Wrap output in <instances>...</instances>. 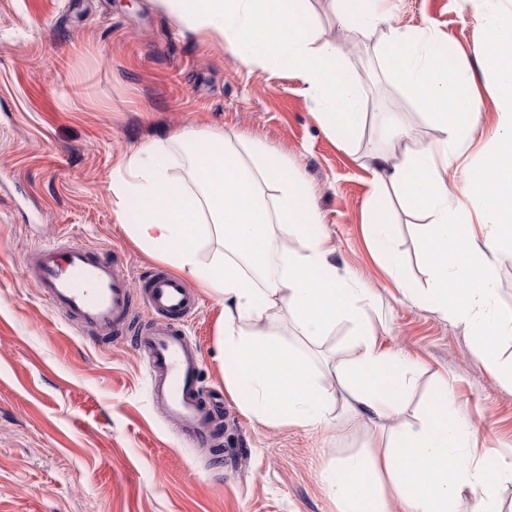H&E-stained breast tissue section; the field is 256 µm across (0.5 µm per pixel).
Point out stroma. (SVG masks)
Listing matches in <instances>:
<instances>
[{
    "instance_id": "1",
    "label": "stroma",
    "mask_w": 512,
    "mask_h": 512,
    "mask_svg": "<svg viewBox=\"0 0 512 512\" xmlns=\"http://www.w3.org/2000/svg\"><path fill=\"white\" fill-rule=\"evenodd\" d=\"M512 0H398L396 24L432 27L455 63L470 66L485 101L467 162L479 171L497 122L493 74L475 65L477 14ZM318 39L335 33L360 71L369 112L359 137L342 145L321 124L288 71L241 66L216 40L182 29L150 0H0V512H338L323 481L336 461L375 453L384 426L374 417L335 429L256 422L224 384L218 348L222 307L206 291L182 328L196 341L206 404L218 436L194 442L152 399L133 332L93 335L53 312L26 275L25 256L44 245L116 260L131 281L164 269L128 236L140 203L117 213L109 185L117 162L177 129H232L287 157L323 217L339 273L367 284L378 345L414 365L403 422L413 424L434 385L447 381L455 407L483 448L512 449V389L481 365L476 345L429 308L406 300L378 261L365 218L373 155L388 151L380 111L400 113L415 135L439 132L422 109L356 45L382 40L339 29L332 0H310ZM402 276L425 285L416 231L422 215L387 205ZM272 332L299 346L328 391L355 356V326L338 322L318 343L299 342L287 320Z\"/></svg>"
}]
</instances>
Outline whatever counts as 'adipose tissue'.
Masks as SVG:
<instances>
[{"mask_svg": "<svg viewBox=\"0 0 512 512\" xmlns=\"http://www.w3.org/2000/svg\"><path fill=\"white\" fill-rule=\"evenodd\" d=\"M184 29L221 42L246 67L287 70L302 83L322 124L351 143L368 112L362 78L340 47L312 33L306 0H156ZM342 29H380L366 45L389 66L390 77L414 99L439 131L438 140L403 158L374 155L372 199L389 190L409 211L426 216L417 232L426 285L405 289L412 301L462 327L478 346L484 368L512 387V361H501L500 341H512V312L495 303L499 255L512 254V11L480 16L475 53L498 79L494 145L483 160L488 178L449 184L448 170L483 118L469 67L449 66L432 28L409 33L394 24L392 0H336ZM110 190L118 204L131 197L143 207L125 230L146 253L191 278L223 307L218 329L227 390L255 421L269 426L332 427L333 393L321 384L305 354L267 325L286 314L298 336L317 342L336 322L356 324V355L339 369L348 414L394 421L401 414L411 364L380 353L367 318L371 290L339 274L320 230L301 173L287 158L236 131L187 127L155 139L116 167ZM480 213L470 222V207ZM292 249L274 252L276 239ZM447 384L418 423L388 433L379 456L355 457L327 473L340 512H385L373 492L379 473L391 480L404 512H457L471 493L475 512H501L497 487L512 483V453L473 452L472 429L446 412Z\"/></svg>", "mask_w": 512, "mask_h": 512, "instance_id": "1", "label": "adipose tissue"}]
</instances>
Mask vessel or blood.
Masks as SVG:
<instances>
[{"mask_svg":"<svg viewBox=\"0 0 512 512\" xmlns=\"http://www.w3.org/2000/svg\"><path fill=\"white\" fill-rule=\"evenodd\" d=\"M25 262L51 310L103 334L132 323L134 304L143 300L154 319L136 324V347L152 398L181 431L205 438L198 351L176 327L195 310L196 299L179 277L157 271L135 286L106 257L80 248L40 247L28 252Z\"/></svg>","mask_w":512,"mask_h":512,"instance_id":"1","label":"vessel or blood"}]
</instances>
